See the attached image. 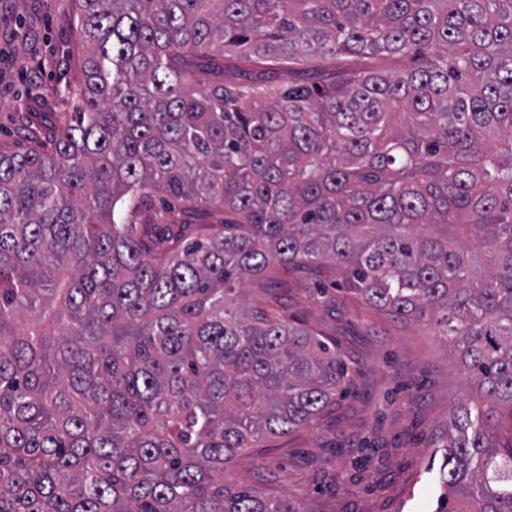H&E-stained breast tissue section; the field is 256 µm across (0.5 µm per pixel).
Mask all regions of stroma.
<instances>
[{
    "label": "stroma",
    "instance_id": "obj_1",
    "mask_svg": "<svg viewBox=\"0 0 512 512\" xmlns=\"http://www.w3.org/2000/svg\"><path fill=\"white\" fill-rule=\"evenodd\" d=\"M86 57L77 0H0V144L28 148L18 113L72 111L67 89L83 79ZM343 282L328 261L247 284L249 303L333 343L349 385L313 425L248 449L224 478L313 512H437L449 413L473 385L429 325L394 319Z\"/></svg>",
    "mask_w": 512,
    "mask_h": 512
}]
</instances>
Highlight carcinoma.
<instances>
[{
    "label": "carcinoma",
    "mask_w": 512,
    "mask_h": 512,
    "mask_svg": "<svg viewBox=\"0 0 512 512\" xmlns=\"http://www.w3.org/2000/svg\"><path fill=\"white\" fill-rule=\"evenodd\" d=\"M78 4L74 111L0 147V512H314L224 465L345 383L244 294L326 260L478 385L438 512H512V0ZM182 205L177 201L170 200L168 203L162 204L157 199L156 208L160 214V224H175L171 225L174 231H180L185 237H190L196 232V225H189L181 228L179 224L186 221V217L182 213Z\"/></svg>",
    "instance_id": "obj_1"
}]
</instances>
